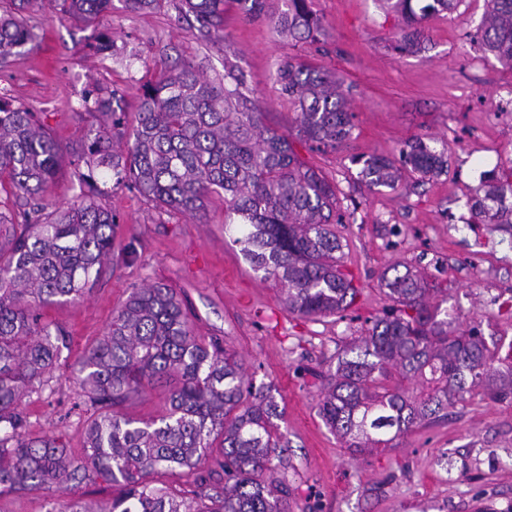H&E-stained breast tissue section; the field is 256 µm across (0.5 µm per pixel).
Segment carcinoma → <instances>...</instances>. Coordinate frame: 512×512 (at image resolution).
<instances>
[{"mask_svg": "<svg viewBox=\"0 0 512 512\" xmlns=\"http://www.w3.org/2000/svg\"><path fill=\"white\" fill-rule=\"evenodd\" d=\"M251 17L268 19L295 41L325 35L308 0H233ZM405 29L399 49L425 40L423 23L460 0H387ZM481 46L512 68V0H489ZM111 0H48L51 12L87 25ZM133 11H161L171 0H125ZM207 37H225L224 0H178ZM34 40L23 19L0 16V63ZM277 79L294 106L299 139L335 149L352 137V87L321 65L281 61ZM87 112L112 117L81 150L87 171L72 205L46 211L42 194L64 157L39 117L0 100V192L23 201L15 220L0 210V494L6 490L71 487L99 479L119 487L112 500L87 508L49 503L47 512H286L288 485L259 480L280 447L278 405L246 377L235 353L195 336L176 293L163 284L134 288L107 331L79 361L74 383L89 394L96 416L76 460L55 438L25 436L20 410L24 390L55 367L67 338L41 323L37 308L73 300L89 289L112 260L116 216L99 203L98 176L125 184L157 207L195 216L206 199L224 193L225 231L235 234L252 268L273 281L288 311L302 318L336 315L358 288L342 270V243L331 228L344 223L336 187L302 162L290 134L267 127L251 98L244 71L224 59V85L200 75L184 60L142 85L132 137L119 151L125 112L116 93L84 100ZM445 154L421 137L400 158L371 154L363 160L368 187H391L402 173L422 178L447 173ZM473 216L487 224H512V183L490 185L474 200ZM396 306L376 319L368 335L337 354L319 413L342 445L355 453L395 448L410 430L445 417L448 405L474 397L512 403V355L501 357L481 330L452 327L428 302L427 282L411 270L384 278ZM394 368L401 382L383 385ZM177 384L168 409L139 420L116 411L146 383ZM435 384L421 398L405 381ZM218 469L205 467L212 455ZM198 471L195 496L156 485L176 469Z\"/></svg>", "mask_w": 512, "mask_h": 512, "instance_id": "cac0c4a2", "label": "carcinoma"}]
</instances>
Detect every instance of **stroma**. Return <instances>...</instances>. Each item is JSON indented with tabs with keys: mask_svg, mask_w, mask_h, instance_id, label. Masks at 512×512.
Segmentation results:
<instances>
[{
	"mask_svg": "<svg viewBox=\"0 0 512 512\" xmlns=\"http://www.w3.org/2000/svg\"><path fill=\"white\" fill-rule=\"evenodd\" d=\"M309 6L326 42L285 39L266 19L234 6L224 14L223 41L201 39L172 8L137 12L112 0L88 26L50 16L41 0H30L23 18L36 39L0 68V100L36 113L70 151L88 143L98 124L82 108L87 96L113 89L134 111L142 84L181 56L193 57L213 80L223 78L225 58L237 61L264 124L280 132L294 124L276 79L279 62L290 57L339 73L353 89L351 139L334 150L301 142L294 149L335 185L350 216L335 231L358 294L343 315L300 318L225 233L222 196L212 195L193 218L158 209L126 187L109 188L102 203L118 219L114 258L85 296L42 308L43 323L61 329L69 348L44 385L24 398L27 431L60 437L81 457L93 409L73 383L74 368L133 287L160 283L181 298L194 335L222 341L255 387L277 402L283 438L265 478L288 484V512H512V403L456 404L447 420L413 429L396 449L363 454L342 448L319 415L320 375L335 371L337 350L391 306L382 274L395 266L418 270L433 289L432 302L458 329L476 325L501 349L512 346V314L490 303L512 296V235L475 224L470 210L489 177L512 173V122L500 114L512 97V68L480 46L487 0H460L454 11L430 17L420 51L399 50L403 19L386 0ZM103 37L113 44L110 53L97 49ZM418 136L446 152V174H410L372 190L362 183L356 155L395 158ZM477 233L486 235L496 264L473 254ZM116 492L101 480L64 497L18 490L0 495V512H46L53 498L95 506Z\"/></svg>",
	"mask_w": 512,
	"mask_h": 512,
	"instance_id": "stroma-1",
	"label": "stroma"
}]
</instances>
